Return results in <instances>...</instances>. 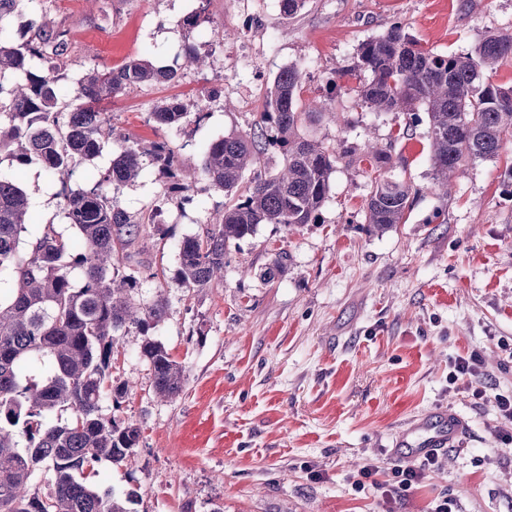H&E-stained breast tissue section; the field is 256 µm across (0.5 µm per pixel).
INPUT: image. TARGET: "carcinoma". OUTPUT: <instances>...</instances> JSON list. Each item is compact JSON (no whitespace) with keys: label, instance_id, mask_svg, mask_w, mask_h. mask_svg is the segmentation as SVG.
I'll return each instance as SVG.
<instances>
[{"label":"carcinoma","instance_id":"carcinoma-1","mask_svg":"<svg viewBox=\"0 0 512 512\" xmlns=\"http://www.w3.org/2000/svg\"><path fill=\"white\" fill-rule=\"evenodd\" d=\"M26 2L0 0V163L38 165L58 180L75 237L64 236L55 224L29 232L27 194L0 175V273L13 283L0 292V512H131L136 491L119 496L79 480L103 460L123 463L140 443L136 423L101 413L105 397L118 405L128 392L127 383L111 380L119 338L131 327L141 331L139 353L158 398L180 395L185 370L147 336L166 313L164 297L138 303L135 282L114 272V260L140 252L145 226L158 210L135 218L119 206L116 193L148 163L172 180L170 190L188 186L177 182L180 160L164 141L147 149L121 147L89 188L74 177L78 165L98 157L112 138L111 116L96 104L134 87L176 84L181 72L133 58L107 73L90 65L68 89L67 31L42 23L20 44L6 35L3 19ZM34 58L46 67L33 70ZM509 60L512 32L484 34L472 52L442 55L419 48L402 26L393 25L361 45L353 70L370 75L359 90L361 106L417 122L418 111L426 112L433 180L446 189L463 163L493 159L512 140V86L491 80ZM8 73L14 82L5 88ZM300 86V71L283 68L250 131L228 134L203 154L202 174L232 204L203 234L182 240L178 277L185 287H210L224 271L230 246L253 236L261 224L292 231L315 223L331 190L336 156L306 134L307 125L325 117L326 103L313 100L299 110ZM189 114L186 104L171 99L151 119L168 129ZM271 146L281 163L262 172L257 165ZM410 194L402 181H376L366 204V231L380 234L401 223ZM62 411L71 419L54 420ZM37 470L51 476L52 489L42 498L29 490Z\"/></svg>","mask_w":512,"mask_h":512}]
</instances>
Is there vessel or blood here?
Wrapping results in <instances>:
<instances>
[{
  "mask_svg": "<svg viewBox=\"0 0 512 512\" xmlns=\"http://www.w3.org/2000/svg\"><path fill=\"white\" fill-rule=\"evenodd\" d=\"M466 430L467 424L458 413L431 411L402 430L397 452L411 460L425 458L454 446Z\"/></svg>",
  "mask_w": 512,
  "mask_h": 512,
  "instance_id": "b4317fda",
  "label": "vessel or blood"
}]
</instances>
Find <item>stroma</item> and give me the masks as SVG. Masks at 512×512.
<instances>
[{"label":"stroma","mask_w":512,"mask_h":512,"mask_svg":"<svg viewBox=\"0 0 512 512\" xmlns=\"http://www.w3.org/2000/svg\"><path fill=\"white\" fill-rule=\"evenodd\" d=\"M194 11L201 24L183 28ZM33 17L68 29L73 80L86 66L116 69L135 57L169 65L188 43L209 60L177 84L113 98L111 143L77 169L79 181H92L124 142L163 140L185 159L181 178L195 197L182 204L152 169L118 193L130 215L163 211L139 259L117 269L135 281L138 300L160 294L168 310L148 333L133 327L120 337L112 378L130 390L120 403L102 402L104 415L140 426V444L121 464L99 463L86 483L137 491L132 512H430L442 494L461 512H512V442L493 436L497 396L512 389V355L499 346L512 343V143L498 158L467 162L440 195L427 121L358 106L367 76L349 72L359 46L396 23L423 50L469 53L480 35L512 30V0H306L291 17L280 0H33L6 18L12 41L33 37ZM290 65L302 74L300 104L321 98L332 111L312 131L337 156L318 221L293 231L260 225L231 248L223 282L186 288L178 246L226 203L196 165L216 139L250 130ZM212 89L218 97L206 100ZM172 97L205 100V117L157 127L150 114ZM374 143L390 146V166H375ZM0 173L26 191L30 227L71 235L60 185L40 166L4 163ZM382 177L407 182L411 197L403 223L372 235L366 203ZM281 252L282 269L267 279ZM145 335L185 368L174 401L152 393L137 351ZM474 350L485 370L477 406L463 384L448 382L452 360ZM439 407L468 424L440 470L389 506L373 488L353 489L368 463L385 479L400 462L401 426Z\"/></svg>","instance_id":"1"}]
</instances>
